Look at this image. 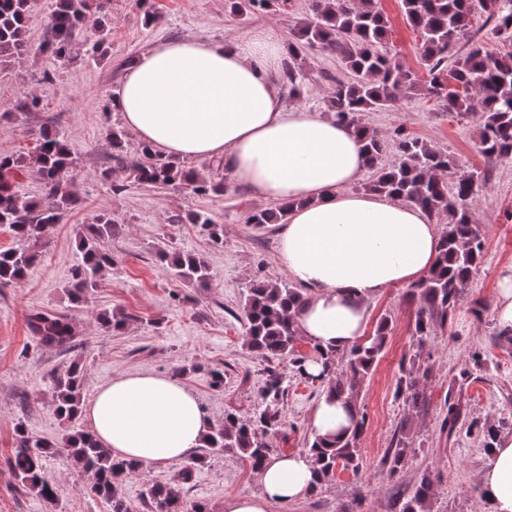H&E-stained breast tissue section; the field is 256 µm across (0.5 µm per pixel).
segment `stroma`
I'll return each instance as SVG.
<instances>
[{"instance_id": "1", "label": "stroma", "mask_w": 512, "mask_h": 512, "mask_svg": "<svg viewBox=\"0 0 512 512\" xmlns=\"http://www.w3.org/2000/svg\"><path fill=\"white\" fill-rule=\"evenodd\" d=\"M160 21L144 25L135 0H108L110 35L103 61L85 57L83 44L60 59L43 53L42 44L51 12V0H36L27 21V51L22 59L0 63V155L31 151L34 134L42 126L64 132L76 153L78 202L52 225L40 256L27 277L0 287V512H110L103 500L86 491V475L65 455L46 462L47 475L58 488L54 505L16 489L6 464L15 441V426L25 423L34 434L60 441L65 427L50 404L54 371L71 361L85 367L84 397L128 373L178 377L198 399L211 424L223 423L232 407L247 411L265 382L266 363L244 343L240 314L248 281L256 276L283 277L276 260L277 234L245 221L258 205L245 187L229 184L219 196H197L170 187L130 182L126 172L113 170L111 180L101 172L111 168L106 131L121 123L111 97L131 62L156 44L183 36L212 42L241 39L269 26L289 39L292 15L255 12L231 14L225 0H153ZM389 22L388 46L420 80L428 75L421 61V38L403 14L401 0H378ZM310 67L300 109L324 114L328 76H344L335 53L320 49L308 55ZM37 96L38 107L17 111L19 101ZM365 122L382 136L396 127L446 151L470 168H483L477 148L478 116L459 121L433 99L415 95L392 110L369 112ZM125 184L113 193V183ZM108 210L121 229L109 249L114 264L103 277L94 303L74 307L68 298L72 268L77 261L76 229L100 210ZM203 210L224 226L223 244H213L199 227L169 224L174 211ZM472 212L485 249L481 266L466 287L447 326L418 344L414 334L417 306L407 285L386 289L368 305L367 329L391 316L393 329L383 354L362 392L368 425L360 443L364 466L359 473L337 470L335 477L302 500L279 512H399L423 471L436 474L431 512H491L480 500L479 480L488 452L472 420L512 429V345L494 344L495 319L489 308L500 278L512 272V161L495 165L492 180L472 203ZM206 260L213 272L210 287L197 288L176 281L157 257L160 246ZM181 293L174 301L173 293ZM486 306L475 317L474 303ZM120 309L134 322L120 333L98 327L100 309ZM46 310L71 315L78 335L67 349L40 347L27 328L28 315ZM485 349V363L475 379L451 388L452 379L467 365L472 347ZM420 354L429 368L424 390L430 402L417 411L396 394L404 360ZM191 371L180 374L182 366ZM224 370L223 390L209 385L207 367ZM321 383L291 382L284 401L286 425L272 440L273 447L303 451L312 436L310 416L321 398ZM454 394L462 408L455 433L442 428L444 397ZM406 427L414 448L398 472L383 459L399 427ZM180 461L144 467L129 477L122 494L133 512H144L146 483H164L180 468ZM255 470L235 455H212L191 484V499L207 503L210 512H222L225 497L258 492Z\"/></svg>"}]
</instances>
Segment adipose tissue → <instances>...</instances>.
<instances>
[{"label": "adipose tissue", "instance_id": "1", "mask_svg": "<svg viewBox=\"0 0 512 512\" xmlns=\"http://www.w3.org/2000/svg\"><path fill=\"white\" fill-rule=\"evenodd\" d=\"M285 47L276 28L214 43L192 37L152 47L125 72L112 104L154 150L180 160L222 162L255 198L291 203L278 232L277 264L306 290L294 310L300 336L323 349L361 342L368 303L385 289L427 275L439 245L435 224L404 200L353 192L364 166L354 130L288 106L278 77ZM350 407L321 397L313 431L339 436ZM113 455L158 465L191 455L210 422L177 380L125 374L83 410ZM260 491L224 500V512H272L310 494L319 479L306 454L270 457ZM492 512H512V437L492 448L480 480Z\"/></svg>", "mask_w": 512, "mask_h": 512}]
</instances>
